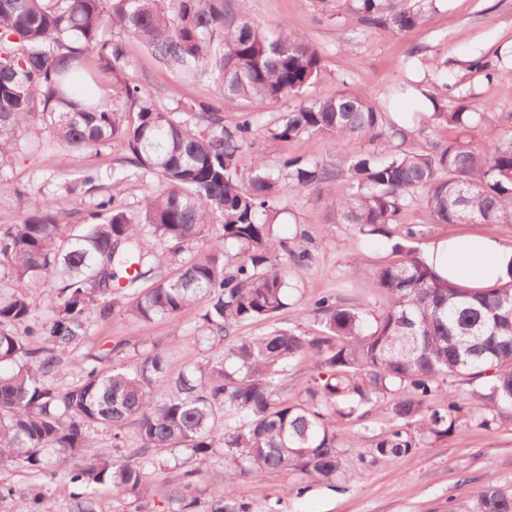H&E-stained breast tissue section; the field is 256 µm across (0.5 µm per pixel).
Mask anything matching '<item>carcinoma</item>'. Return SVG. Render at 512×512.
<instances>
[{
  "label": "carcinoma",
  "mask_w": 512,
  "mask_h": 512,
  "mask_svg": "<svg viewBox=\"0 0 512 512\" xmlns=\"http://www.w3.org/2000/svg\"><path fill=\"white\" fill-rule=\"evenodd\" d=\"M320 11L355 20L384 36L420 26L433 0H318ZM121 32L183 83L213 82L242 101H301L267 122L254 113L224 124L201 104L160 110L123 81L126 107L86 90L97 75L122 81ZM321 73L305 37H284L239 15L226 0H0V168L23 153L22 134L47 132L74 149L129 154L116 184L153 177L159 191L131 214L110 197L78 232L56 222L51 203L19 224L0 225V465L27 466L68 497L72 512H96L100 484L152 512L153 476L174 466L167 512H252L251 478L290 471L283 493L346 480L337 433L381 403L390 425L373 436L372 462L409 456L453 434L465 403L448 393L452 377L476 383L483 410L512 408V266L507 278L469 288L441 278L412 250L370 273L386 307L369 312L324 295L308 305L313 325L282 326L290 276L309 259L307 232L288 240L275 221L280 198L306 190L336 199V219L363 235L389 236L388 225L415 204L433 224H512V132L467 139L487 125L462 97L448 109L426 95L432 116L459 135L404 149L399 124L375 99L339 91L305 99ZM272 140L318 136L336 165L261 157L239 170L257 130ZM367 148L344 151L348 140ZM203 238L205 250L195 248ZM53 289L51 317L39 316ZM201 305L198 340L217 348L173 377L158 344L131 364L120 347L89 353L78 379L52 381L71 349L89 339V314L125 317L144 335L157 319ZM249 324L265 327L246 335ZM309 359L313 373L296 394L288 379ZM111 432L114 458L95 433ZM220 462L224 492L199 509L200 465ZM13 512H55L37 491ZM452 512H512V492L486 476L477 495Z\"/></svg>",
  "instance_id": "obj_1"
}]
</instances>
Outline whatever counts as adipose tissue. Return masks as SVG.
Returning a JSON list of instances; mask_svg holds the SVG:
<instances>
[{
    "mask_svg": "<svg viewBox=\"0 0 512 512\" xmlns=\"http://www.w3.org/2000/svg\"><path fill=\"white\" fill-rule=\"evenodd\" d=\"M426 259L441 277L476 288L512 263V248L485 236L451 235L434 243Z\"/></svg>",
    "mask_w": 512,
    "mask_h": 512,
    "instance_id": "adipose-tissue-1",
    "label": "adipose tissue"
}]
</instances>
